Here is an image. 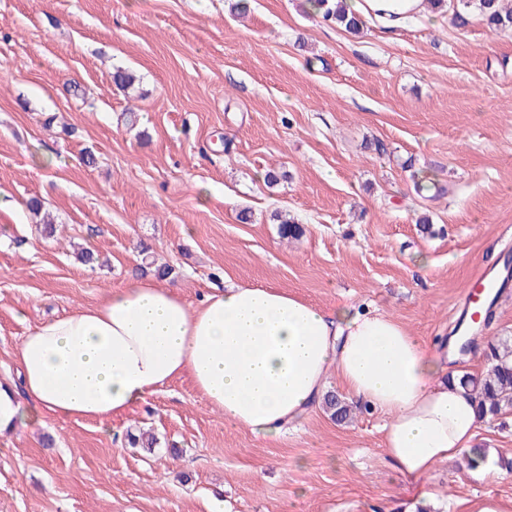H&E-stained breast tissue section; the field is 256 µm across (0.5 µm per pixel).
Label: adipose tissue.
Segmentation results:
<instances>
[{"instance_id":"ef3b65f1","label":"adipose tissue","mask_w":512,"mask_h":512,"mask_svg":"<svg viewBox=\"0 0 512 512\" xmlns=\"http://www.w3.org/2000/svg\"><path fill=\"white\" fill-rule=\"evenodd\" d=\"M346 5L389 32L427 15L425 0ZM15 362L19 383L0 382V435L47 414L109 422L187 376L225 420L276 440L321 403L331 367L351 397L385 415L384 449L403 477H428L470 449L480 422L449 378L447 345L421 342L389 314L328 312L272 286H232L191 304L135 277L37 325Z\"/></svg>"}]
</instances>
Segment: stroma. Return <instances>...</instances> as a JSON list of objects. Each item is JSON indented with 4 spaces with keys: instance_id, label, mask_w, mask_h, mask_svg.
<instances>
[{
    "instance_id": "1",
    "label": "stroma",
    "mask_w": 512,
    "mask_h": 512,
    "mask_svg": "<svg viewBox=\"0 0 512 512\" xmlns=\"http://www.w3.org/2000/svg\"><path fill=\"white\" fill-rule=\"evenodd\" d=\"M234 3L0 0V379L16 378L28 330L102 301L146 257L172 267L163 286L193 304L228 284L273 285L327 311L379 309L427 342L450 336L474 274L512 260V32L440 14L351 34L306 0H249L241 17ZM118 67L135 71L133 91L113 85ZM278 211L303 226L299 239H281ZM81 247L98 263H79ZM506 334L512 288L458 368L481 372L483 345ZM383 422L366 409L339 425L318 406L262 440L181 378L105 424L47 416L1 436L0 512L512 501V477L473 480L461 455L404 479ZM138 428L152 450L129 446ZM473 445L512 461V411L480 423Z\"/></svg>"
}]
</instances>
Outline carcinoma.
Instances as JSON below:
<instances>
[{
  "label": "carcinoma",
  "mask_w": 512,
  "mask_h": 512,
  "mask_svg": "<svg viewBox=\"0 0 512 512\" xmlns=\"http://www.w3.org/2000/svg\"><path fill=\"white\" fill-rule=\"evenodd\" d=\"M325 20H333L350 32H358L363 22L346 13L342 0H312ZM434 9L446 8L451 22L462 27L475 18L489 30L502 33L512 30V4L507 0H428ZM281 237L289 239L303 234L295 220L279 212L274 214ZM483 356L485 370L478 376L464 373L456 376L459 384L471 392L482 420L493 419L512 410V336H502L487 342ZM322 407L330 418L344 423L352 418L353 405L341 395L328 392Z\"/></svg>",
  "instance_id": "carcinoma-1"
}]
</instances>
